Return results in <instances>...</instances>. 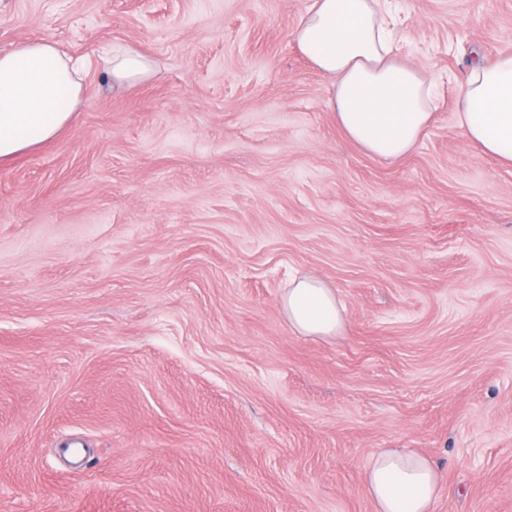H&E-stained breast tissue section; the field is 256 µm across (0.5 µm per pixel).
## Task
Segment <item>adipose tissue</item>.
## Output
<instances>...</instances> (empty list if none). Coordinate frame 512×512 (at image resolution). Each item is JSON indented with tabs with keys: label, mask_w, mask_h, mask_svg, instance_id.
Wrapping results in <instances>:
<instances>
[{
	"label": "adipose tissue",
	"mask_w": 512,
	"mask_h": 512,
	"mask_svg": "<svg viewBox=\"0 0 512 512\" xmlns=\"http://www.w3.org/2000/svg\"><path fill=\"white\" fill-rule=\"evenodd\" d=\"M301 52L333 80L326 106L346 135L387 159L411 151L429 127L431 85L392 53L380 0H311L294 31ZM83 65L50 40L0 54V162L51 140L72 121L83 98ZM112 79L131 84L152 74L149 59L121 46ZM457 123L486 154L512 165V53L474 63ZM288 324L301 336H338L344 307L322 280L296 277L282 296ZM376 512H433L438 474L418 454L382 448L364 476Z\"/></svg>",
	"instance_id": "ef3b65f1"
}]
</instances>
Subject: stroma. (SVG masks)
<instances>
[{
  "label": "stroma",
  "instance_id": "stroma-1",
  "mask_svg": "<svg viewBox=\"0 0 512 512\" xmlns=\"http://www.w3.org/2000/svg\"><path fill=\"white\" fill-rule=\"evenodd\" d=\"M310 0H0V52L86 60L53 140L0 163V512H375L381 448L434 512H512V167L455 122L512 0H389L436 88L368 154L291 33ZM131 45L154 78L112 84ZM306 273L343 335L291 331ZM376 512H433L438 474L418 454L399 448H381L364 476Z\"/></svg>",
  "mask_w": 512,
  "mask_h": 512
}]
</instances>
